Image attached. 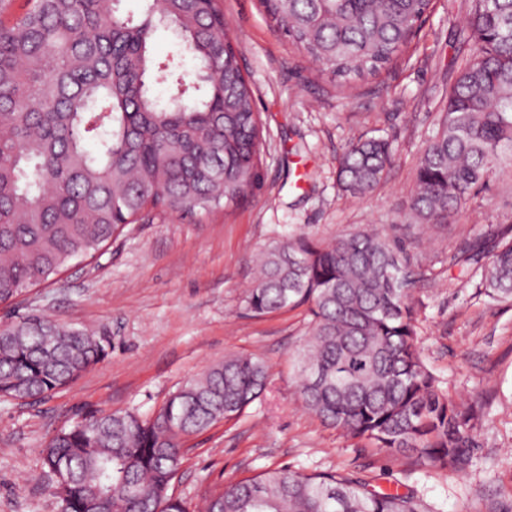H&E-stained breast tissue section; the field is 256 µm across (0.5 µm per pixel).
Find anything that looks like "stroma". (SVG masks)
<instances>
[{
  "instance_id": "35a3bbf8",
  "label": "stroma",
  "mask_w": 512,
  "mask_h": 512,
  "mask_svg": "<svg viewBox=\"0 0 512 512\" xmlns=\"http://www.w3.org/2000/svg\"><path fill=\"white\" fill-rule=\"evenodd\" d=\"M470 0H433L410 46L377 75L332 76L275 28L259 0H224L243 72L266 132L261 184L228 209L150 212L60 282L0 306V325L37 314L111 337L108 356L37 401L0 399V512H60L41 450L97 412L149 417L225 356L269 368L264 394L237 418L187 438L170 491L195 508L201 493L268 469L341 472L382 489H415L430 512H512V302H489L448 255L488 224H512V171L490 177L447 224L407 217L416 166L437 130L448 88L473 54L463 40ZM391 142L378 189L354 198L336 183L350 142ZM372 229L399 241L421 276L418 334L427 366L459 403L484 405L471 467L429 469L345 438L300 398L295 353L306 307L256 317L246 307L253 258L288 235L321 239Z\"/></svg>"
}]
</instances>
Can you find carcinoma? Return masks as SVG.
I'll use <instances>...</instances> for the list:
<instances>
[{
    "label": "carcinoma",
    "mask_w": 512,
    "mask_h": 512,
    "mask_svg": "<svg viewBox=\"0 0 512 512\" xmlns=\"http://www.w3.org/2000/svg\"><path fill=\"white\" fill-rule=\"evenodd\" d=\"M27 0L0 20V305L91 258L147 210L185 214L234 204L259 184L263 125L220 0ZM267 16L335 77L375 75L415 36L430 0H260ZM474 60L448 91L409 204L440 226L496 169L512 167V0H471ZM174 31L198 67L157 58ZM166 83L161 100L152 93ZM391 144L346 149L340 189L371 195ZM448 266L480 278L492 302H512V226L462 240ZM404 249L370 230L331 240L298 234L256 262L246 303L257 316L308 306L296 356L305 407L345 437L421 465L461 472L483 416L461 407L424 363L423 303ZM109 337L27 316L0 326V398L34 401L108 354ZM268 367L252 354L211 366L170 395L155 419L91 414L53 436L65 512H187L169 493L180 433L238 417L261 397ZM203 512H423L416 492H385L351 474L271 469L205 497Z\"/></svg>",
    "instance_id": "obj_1"
}]
</instances>
